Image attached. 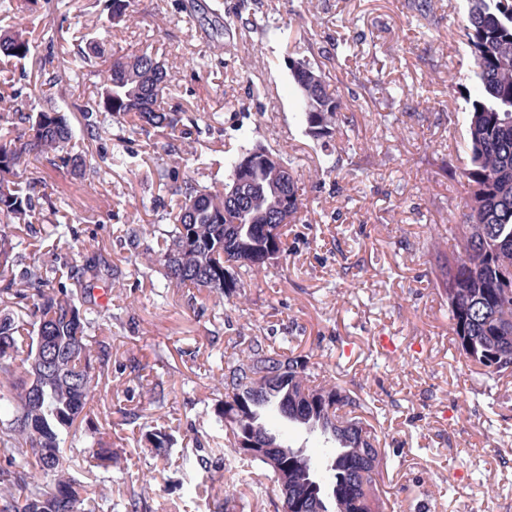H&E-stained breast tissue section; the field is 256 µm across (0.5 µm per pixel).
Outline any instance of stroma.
Wrapping results in <instances>:
<instances>
[{
    "instance_id": "1",
    "label": "stroma",
    "mask_w": 512,
    "mask_h": 512,
    "mask_svg": "<svg viewBox=\"0 0 512 512\" xmlns=\"http://www.w3.org/2000/svg\"><path fill=\"white\" fill-rule=\"evenodd\" d=\"M134 0L113 24L110 52L147 51L173 73L168 104L184 132L170 140L133 120L84 138L83 111L98 79L54 83L81 40L96 36L108 0H13L0 34L26 27L36 51L0 57V98L33 94L64 110L87 160L81 174L32 162L38 179L28 223L8 224L18 268L51 267L70 285L89 244L112 265L110 297L90 332L110 345L97 399L65 452L101 512H281L262 466L240 459L215 424L216 384L240 337L308 356L320 379L357 393L376 447L385 512H512V376L492 380L461 353L437 268L448 228L462 224L468 166L464 110L473 62L465 0ZM231 24L215 35L212 12ZM307 60L341 103L329 136L299 120L288 63ZM260 144L290 162L304 193L286 258L243 274L229 298L169 288L135 253L162 243L174 222L172 186L222 192L229 162ZM131 158L128 166L112 158ZM171 428L170 459L144 448ZM117 461L98 466L93 443ZM148 483H141V475ZM235 476L227 486L226 476ZM213 487L195 497L202 477Z\"/></svg>"
}]
</instances>
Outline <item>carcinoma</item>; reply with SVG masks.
Wrapping results in <instances>:
<instances>
[{
	"label": "carcinoma",
	"instance_id": "carcinoma-1",
	"mask_svg": "<svg viewBox=\"0 0 512 512\" xmlns=\"http://www.w3.org/2000/svg\"><path fill=\"white\" fill-rule=\"evenodd\" d=\"M465 37L473 59L475 92L468 100L469 150L466 224L452 250L439 261L448 297V319L465 358L493 379L512 376V0H467ZM132 0H110L108 21L131 16ZM3 55L25 60L35 46L25 30L0 35ZM107 37L88 43L76 60L81 71L97 61L98 100L85 109V130L100 128L98 117H134L142 127L175 134L181 113L165 108L172 79L164 64L145 52L108 54ZM301 96L300 120L313 137L329 133L341 111L324 73L307 60L288 65ZM74 133L56 106L34 111L13 98L0 100V215L26 221L37 183L25 176L29 160L78 168ZM254 144L229 163V182L243 194H215L186 188L168 244L148 253L159 263L165 287L209 288L229 297L244 287L238 270L259 271L288 252L283 217L298 220L302 198L291 163ZM12 238L0 230V281L4 291L27 298L22 286H36L30 309L32 334H20L10 314L0 315V360L23 356L22 374L0 367V434L9 451L0 466V512H95L85 487L63 463L64 446L78 441L77 422L96 397L95 378L108 367L110 347L92 346L96 323L92 295L103 280L107 261L92 258L72 288L57 290L42 273L14 272ZM224 402L216 423L230 427L233 448L254 441L262 448H283L277 457L253 461L270 469L278 487L301 489L293 512H381L376 496L384 456L372 431L360 419L339 414L366 407L365 400L335 384H314L307 356L275 358L264 339L251 338L221 378ZM275 409L286 423L334 443L315 458L304 448L285 444L262 411ZM146 441L166 456L171 435L153 429Z\"/></svg>",
	"mask_w": 512,
	"mask_h": 512
}]
</instances>
